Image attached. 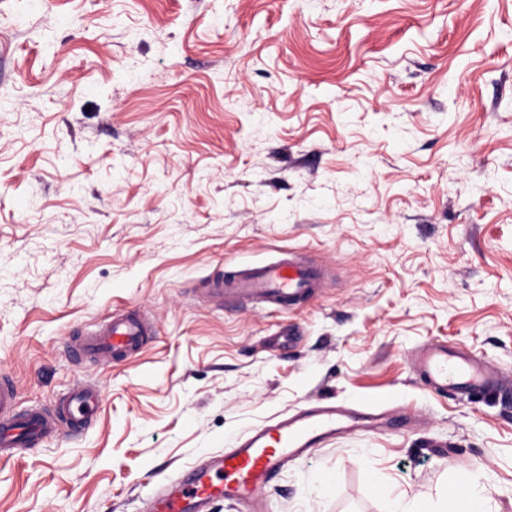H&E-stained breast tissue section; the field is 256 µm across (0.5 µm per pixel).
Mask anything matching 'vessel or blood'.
<instances>
[{
	"mask_svg": "<svg viewBox=\"0 0 512 512\" xmlns=\"http://www.w3.org/2000/svg\"><path fill=\"white\" fill-rule=\"evenodd\" d=\"M320 270L299 258L231 267L223 278L211 281L216 300L234 296L256 300L280 310H291L319 295ZM152 334L148 320L135 311H122L105 320L93 333L77 337L70 354L77 359L124 361L138 356ZM412 366L428 389L462 396L501 393L499 372L473 355L444 342L421 345ZM18 384L0 373V459L9 460L49 437L78 434L100 411L96 389L76 383L59 407L19 410ZM377 408L361 414L343 404L326 403L285 416L253 429L223 456L205 459L182 475L175 488H161L148 499L143 512H205L221 497L245 505L247 512H263V491L289 459L306 455L311 448L335 436L341 429L366 432L402 424Z\"/></svg>",
	"mask_w": 512,
	"mask_h": 512,
	"instance_id": "vessel-or-blood-1",
	"label": "vessel or blood"
}]
</instances>
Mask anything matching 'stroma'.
I'll return each instance as SVG.
<instances>
[{
    "label": "stroma",
    "instance_id": "stroma-1",
    "mask_svg": "<svg viewBox=\"0 0 512 512\" xmlns=\"http://www.w3.org/2000/svg\"><path fill=\"white\" fill-rule=\"evenodd\" d=\"M286 250L320 297H200ZM118 308L151 317L141 354L71 359ZM432 340L512 388V0H0V372L25 407L102 397L0 461V512H137L279 415L383 398L409 423L289 460L267 512H385L462 472L512 512V398L423 386Z\"/></svg>",
    "mask_w": 512,
    "mask_h": 512
}]
</instances>
